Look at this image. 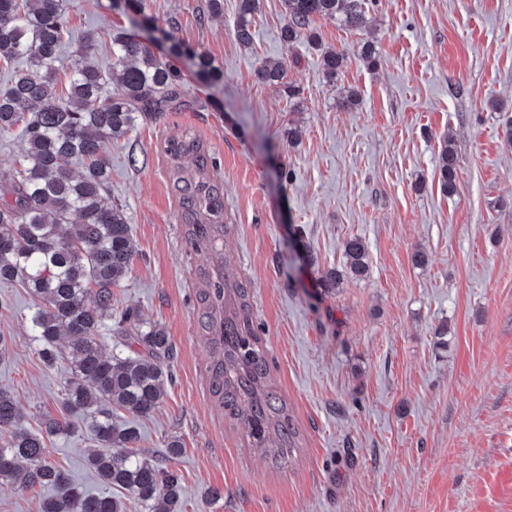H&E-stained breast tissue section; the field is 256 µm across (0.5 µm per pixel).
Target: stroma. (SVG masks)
Returning a JSON list of instances; mask_svg holds the SVG:
<instances>
[{"label": "stroma", "instance_id": "obj_1", "mask_svg": "<svg viewBox=\"0 0 512 512\" xmlns=\"http://www.w3.org/2000/svg\"><path fill=\"white\" fill-rule=\"evenodd\" d=\"M145 3L224 71L214 89L176 60L192 108L139 122L109 149V198L137 247L112 306L140 308L172 344V383L136 420L137 446L160 459L182 441L179 512H512L497 490L512 464V0H374L364 32L317 20L320 47L349 55L333 83L320 48L283 41L282 0H261L249 47L234 34L238 0L219 16L208 0ZM66 16L61 93L84 33H98L89 61L106 71L111 33L132 27L112 0H69ZM366 40L370 63L358 54ZM267 59L286 62L284 85L256 80ZM352 91L360 103L348 110ZM186 132L216 160L231 226L223 249L252 285L270 377L301 433L279 467L249 448L245 426L226 421L209 391L196 303L209 259L187 242L161 153ZM446 138L458 158L450 193L438 170ZM351 236L367 245L369 273L324 291L318 279L341 268ZM418 249L426 266L412 261ZM33 305L24 288L0 284V388L36 427L59 414L72 362L42 363ZM88 446L62 434L49 451L99 493Z\"/></svg>", "mask_w": 512, "mask_h": 512}]
</instances>
